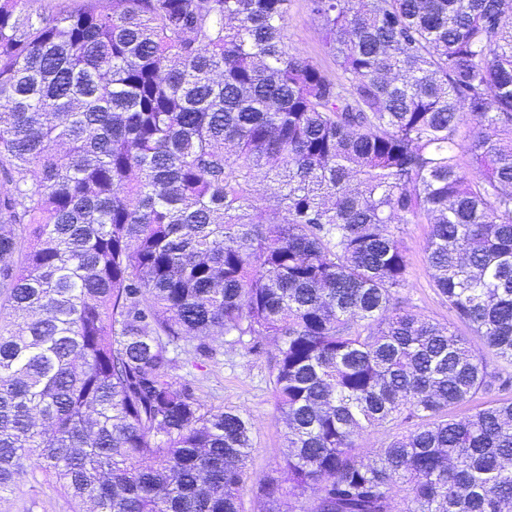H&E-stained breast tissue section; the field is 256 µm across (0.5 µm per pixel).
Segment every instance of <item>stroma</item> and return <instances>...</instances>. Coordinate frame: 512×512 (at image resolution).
<instances>
[{
  "label": "stroma",
  "mask_w": 512,
  "mask_h": 512,
  "mask_svg": "<svg viewBox=\"0 0 512 512\" xmlns=\"http://www.w3.org/2000/svg\"><path fill=\"white\" fill-rule=\"evenodd\" d=\"M287 43L327 72L334 64L322 50L319 26L307 0H291L287 19ZM390 230L402 241L407 257V286L400 295L407 310L442 323L455 317L435 293L428 272L424 242L430 227L426 224H394ZM214 358L202 360L199 367L181 366L173 375L196 382L200 397L213 406L238 409L249 414L254 423V447L247 463L248 479L238 492L242 512H265L257 495V484L273 474L284 452V425L277 421L269 385L272 341L263 339L256 351L248 353L230 345L224 338L213 342ZM0 512H71L68 499L55 488L25 479L6 494Z\"/></svg>",
  "instance_id": "35a3bbf8"
}]
</instances>
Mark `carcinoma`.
Listing matches in <instances>:
<instances>
[{
  "mask_svg": "<svg viewBox=\"0 0 512 512\" xmlns=\"http://www.w3.org/2000/svg\"><path fill=\"white\" fill-rule=\"evenodd\" d=\"M36 2L0 0V493L240 512L251 418L172 372L264 336L266 512H507L471 337L512 365V0H308L334 77L290 0ZM423 221L455 327L401 307ZM286 23L288 46L309 57L328 73H333L334 64L322 50L318 22L310 13L307 0H291Z\"/></svg>",
  "mask_w": 512,
  "mask_h": 512,
  "instance_id": "cac0c4a2",
  "label": "carcinoma"
}]
</instances>
